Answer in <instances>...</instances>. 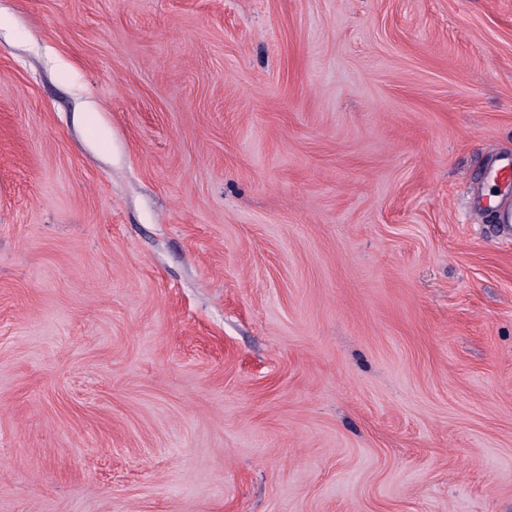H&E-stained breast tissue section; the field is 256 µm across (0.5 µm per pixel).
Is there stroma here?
I'll return each mask as SVG.
<instances>
[{"label":"stroma","mask_w":512,"mask_h":512,"mask_svg":"<svg viewBox=\"0 0 512 512\" xmlns=\"http://www.w3.org/2000/svg\"><path fill=\"white\" fill-rule=\"evenodd\" d=\"M512 0H0V512H512Z\"/></svg>","instance_id":"obj_1"}]
</instances>
